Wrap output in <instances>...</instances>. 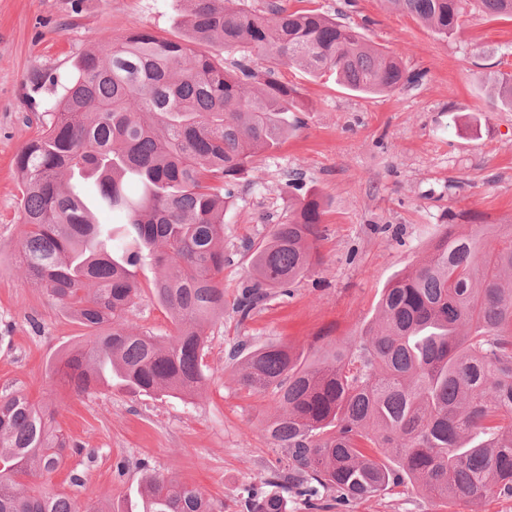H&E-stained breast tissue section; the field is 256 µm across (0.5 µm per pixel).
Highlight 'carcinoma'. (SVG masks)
Returning <instances> with one entry per match:
<instances>
[{
  "mask_svg": "<svg viewBox=\"0 0 512 512\" xmlns=\"http://www.w3.org/2000/svg\"><path fill=\"white\" fill-rule=\"evenodd\" d=\"M188 3L185 41L106 36L83 55L54 121L15 158L25 277L90 330L56 370L78 395L114 378L145 393L202 390L205 328L224 316V209L254 158L288 140V113L301 111L279 67L334 76L361 95L411 81L396 56L316 9ZM385 3L445 37L473 9L512 19V0ZM202 44L243 61L228 69ZM493 78L512 111V71ZM82 172L112 223L96 221L74 182ZM323 214L305 192L268 237L245 245L253 279L234 302L240 321L310 269ZM484 228L495 245L445 231L384 288L379 318L350 346L313 361L287 343L234 350L242 388L278 400L266 431L285 452L269 474L275 491L246 496L244 512H287L288 492L362 500L404 481L445 504L512 496V224ZM144 261L160 270L155 296L175 326L167 342L129 324ZM68 447L55 411L1 396L0 512H79L38 483ZM141 497L143 512H216L198 487L167 477H147Z\"/></svg>",
  "mask_w": 512,
  "mask_h": 512,
  "instance_id": "obj_1",
  "label": "carcinoma"
}]
</instances>
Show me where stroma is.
<instances>
[{
    "mask_svg": "<svg viewBox=\"0 0 512 512\" xmlns=\"http://www.w3.org/2000/svg\"><path fill=\"white\" fill-rule=\"evenodd\" d=\"M311 7L360 27L366 40L398 57L416 77L396 92L361 97L328 78L282 69L303 104L288 120L294 135L259 155L224 214L223 318L205 330L202 396L141 393L121 384L81 397L49 385L61 353L85 327L52 306L25 279L18 256L21 188L14 159L42 126L80 58L101 35L135 30L185 39V0H0V396L43 401L78 445L52 477L51 490L81 508L140 512L145 477L160 473L195 484L223 512H242L246 494L269 493L268 472L283 458L265 431L274 396L241 389L230 353L285 342L310 359L358 337L377 315L380 295L421 261L448 225L480 232L512 224V112L496 101L488 76L512 71V21L469 13L443 38L383 0H311ZM324 202L319 261L286 295L272 294L239 322L232 303L249 278L248 241L263 239L296 195L291 179ZM157 270L137 269L141 298L135 331L167 339L169 312L152 294ZM82 478L70 482L72 474ZM327 512H512V496L443 505L412 486L340 502Z\"/></svg>",
    "mask_w": 512,
    "mask_h": 512,
    "instance_id": "stroma-1",
    "label": "stroma"
}]
</instances>
